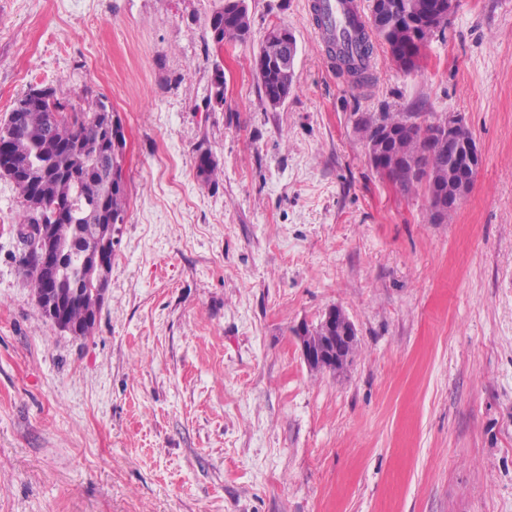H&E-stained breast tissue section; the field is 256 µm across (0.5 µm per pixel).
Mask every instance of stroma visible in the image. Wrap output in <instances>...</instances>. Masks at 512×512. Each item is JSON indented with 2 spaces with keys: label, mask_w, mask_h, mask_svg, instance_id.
<instances>
[{
  "label": "stroma",
  "mask_w": 512,
  "mask_h": 512,
  "mask_svg": "<svg viewBox=\"0 0 512 512\" xmlns=\"http://www.w3.org/2000/svg\"><path fill=\"white\" fill-rule=\"evenodd\" d=\"M221 2L0 0V120L34 87L90 91L129 142L86 338L37 306L0 176V512H512V0H459L412 70L375 44L363 87L308 0H248L220 49ZM275 25L298 45L277 108ZM384 111L465 117L483 163L447 223L372 168L355 124ZM333 305L356 353L314 372L295 332ZM211 23V30L213 31V38L223 46L224 42H242L244 41L250 31L251 22L248 12H236L233 10L224 12V27L219 30L213 27ZM221 39V41H220ZM268 38L261 47L259 54L265 58L264 63H260V80L264 90L265 100L272 97L273 93L276 92L277 83L281 80V71L279 65V59L281 57V50L283 54V60L292 62L297 54V46L295 37L290 34L293 39L288 36V30L279 26L272 27L268 32ZM266 35V36H267ZM278 37L282 40L281 45L279 42L273 41L270 37ZM281 48V50H280ZM196 168L200 178L205 183L215 182L219 173L218 163L213 159L211 151L196 149Z\"/></svg>",
  "instance_id": "stroma-1"
}]
</instances>
